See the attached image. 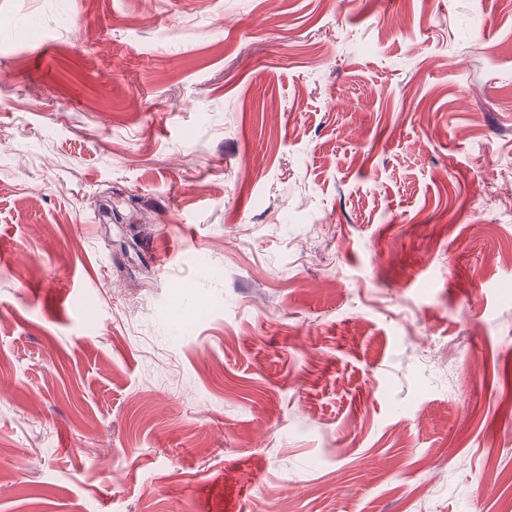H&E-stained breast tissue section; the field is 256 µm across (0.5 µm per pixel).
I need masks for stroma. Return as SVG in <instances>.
<instances>
[{
    "label": "stroma",
    "instance_id": "stroma-1",
    "mask_svg": "<svg viewBox=\"0 0 512 512\" xmlns=\"http://www.w3.org/2000/svg\"><path fill=\"white\" fill-rule=\"evenodd\" d=\"M507 248L512 0H0V512H512Z\"/></svg>",
    "mask_w": 512,
    "mask_h": 512
}]
</instances>
